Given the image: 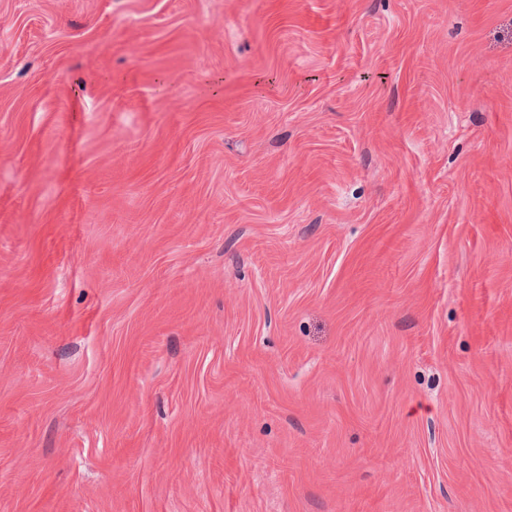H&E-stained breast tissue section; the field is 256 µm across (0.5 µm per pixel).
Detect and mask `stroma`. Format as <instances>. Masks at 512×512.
I'll use <instances>...</instances> for the list:
<instances>
[{
    "mask_svg": "<svg viewBox=\"0 0 512 512\" xmlns=\"http://www.w3.org/2000/svg\"><path fill=\"white\" fill-rule=\"evenodd\" d=\"M0 512H512V0H0Z\"/></svg>",
    "mask_w": 512,
    "mask_h": 512,
    "instance_id": "35a3bbf8",
    "label": "stroma"
}]
</instances>
